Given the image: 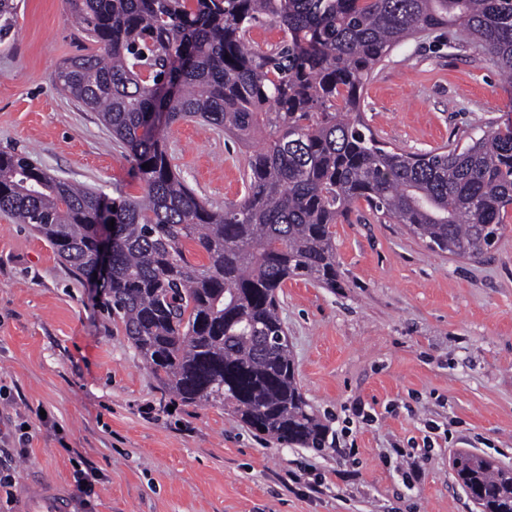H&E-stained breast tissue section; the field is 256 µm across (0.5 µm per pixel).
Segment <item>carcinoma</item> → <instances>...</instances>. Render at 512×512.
Returning <instances> with one entry per match:
<instances>
[{
	"label": "carcinoma",
	"mask_w": 512,
	"mask_h": 512,
	"mask_svg": "<svg viewBox=\"0 0 512 512\" xmlns=\"http://www.w3.org/2000/svg\"><path fill=\"white\" fill-rule=\"evenodd\" d=\"M65 4L97 52L64 61L56 82L128 152L143 194L109 200L0 152V211L86 279L109 214L103 311L161 388L218 404L277 442L326 451L330 427L302 393L285 339L282 288L294 279L336 287L332 226L360 199L460 259L482 254L512 208L511 122L490 121L463 146L399 153L366 125L361 91L394 47L426 31L482 54L512 88V0ZM17 10L0 0V42ZM263 20L282 32L267 51L247 38ZM187 120L242 142L269 129L237 206L213 208L172 164L161 131ZM451 466L477 491L479 512H512L511 467L469 451Z\"/></svg>",
	"instance_id": "cac0c4a2"
}]
</instances>
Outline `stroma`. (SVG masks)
I'll use <instances>...</instances> for the list:
<instances>
[{
  "label": "stroma",
  "mask_w": 512,
  "mask_h": 512,
  "mask_svg": "<svg viewBox=\"0 0 512 512\" xmlns=\"http://www.w3.org/2000/svg\"><path fill=\"white\" fill-rule=\"evenodd\" d=\"M95 49L64 0H21L0 43V151L138 196L125 150L54 81ZM361 104L384 147L406 153L512 120L496 67L433 36L396 46ZM165 138L189 186L221 209L242 200L264 136L244 146L188 121ZM333 232L335 287L291 280L280 295L297 380L336 438L319 454L160 389L96 289L0 212V428L28 429L24 455L6 462L15 484L0 489V512H24L36 489L63 512H475L449 458L467 448L512 466V215L473 260L428 248L362 200ZM78 462L97 476L88 508Z\"/></svg>",
  "instance_id": "stroma-1"
}]
</instances>
